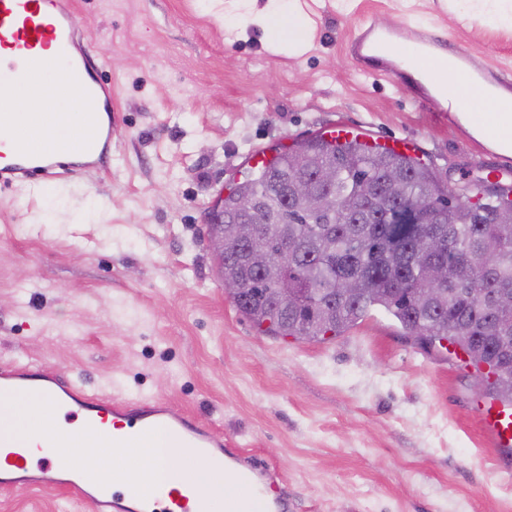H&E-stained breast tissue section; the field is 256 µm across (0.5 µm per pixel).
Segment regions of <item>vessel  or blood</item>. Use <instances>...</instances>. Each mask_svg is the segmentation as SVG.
Listing matches in <instances>:
<instances>
[{"instance_id": "b4317fda", "label": "vessel or blood", "mask_w": 512, "mask_h": 512, "mask_svg": "<svg viewBox=\"0 0 512 512\" xmlns=\"http://www.w3.org/2000/svg\"><path fill=\"white\" fill-rule=\"evenodd\" d=\"M0 52L14 65V73L30 89L45 86L43 62L57 68L56 89H76L89 112L72 126L68 138L46 137L58 126L55 112H33L27 125L15 122L9 101L0 102V186L52 178L61 157H71V170L105 168L112 164V134L119 113L112 88L96 74L92 46L70 0H0ZM349 54L366 74L413 86L420 101L437 100L439 109L456 117L464 98L472 92L498 100L502 110L512 109V78L475 68L470 56L449 44L435 27L386 31L372 24L359 27L349 44ZM33 382L35 403L43 415L59 411L81 419L75 432L53 434L50 448L64 450L63 461L48 458L44 468L31 469L29 449L9 436L0 437V486L28 488L63 475L92 512H218L234 501L218 503L193 476L181 474L168 483L158 482L146 466L145 452L161 444L182 453L190 463L213 470L230 468L237 500L252 512H288V500L270 495L272 476L239 450H225L222 436L204 430L186 415L173 414L160 400H123L89 393L79 382L43 369L12 365L0 370V392L22 398L17 382ZM484 430L499 452L500 468L512 471V405L485 404L481 408ZM124 456L112 481L102 484L86 464L89 454L111 462Z\"/></svg>"}]
</instances>
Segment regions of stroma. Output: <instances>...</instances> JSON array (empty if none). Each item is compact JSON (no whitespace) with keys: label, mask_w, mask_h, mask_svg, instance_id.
<instances>
[{"label":"stroma","mask_w":512,"mask_h":512,"mask_svg":"<svg viewBox=\"0 0 512 512\" xmlns=\"http://www.w3.org/2000/svg\"><path fill=\"white\" fill-rule=\"evenodd\" d=\"M304 53L271 54L242 0H76L120 110L112 169L0 189V368L19 361L129 400L158 396L272 467L288 512H512L472 368L375 310L339 336L261 333L224 293L205 213L272 150L343 126L440 181L512 156L363 74L362 22L430 23L512 78V24L441 0H298ZM0 512H90L68 490L0 488Z\"/></svg>","instance_id":"35a3bbf8"}]
</instances>
